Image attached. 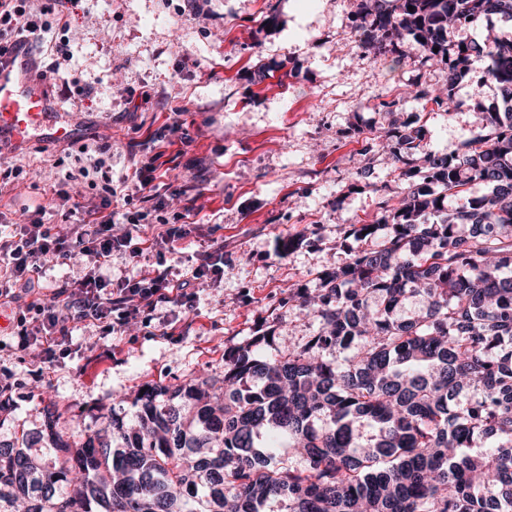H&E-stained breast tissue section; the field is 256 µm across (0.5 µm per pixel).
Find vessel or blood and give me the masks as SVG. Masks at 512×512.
<instances>
[{
	"label": "vessel or blood",
	"instance_id": "1",
	"mask_svg": "<svg viewBox=\"0 0 512 512\" xmlns=\"http://www.w3.org/2000/svg\"><path fill=\"white\" fill-rule=\"evenodd\" d=\"M34 68L35 61L24 45L0 63V142L17 151L35 140L61 142L77 135L69 114L33 79Z\"/></svg>",
	"mask_w": 512,
	"mask_h": 512
}]
</instances>
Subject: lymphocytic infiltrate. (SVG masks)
<instances>
[{"instance_id": "f902f5d3", "label": "lymphocytic infiltrate", "mask_w": 512, "mask_h": 512, "mask_svg": "<svg viewBox=\"0 0 512 512\" xmlns=\"http://www.w3.org/2000/svg\"><path fill=\"white\" fill-rule=\"evenodd\" d=\"M83 0H50L34 6L32 0H0V58L10 52L18 40L25 39L31 49L50 48L62 60L72 52L68 40L55 39V31H69ZM154 163H146L135 172L134 194L120 195L111 182H104L98 200H84L74 194L72 184L78 174L56 189L50 206L25 211L21 221L0 223V297H11L14 290L30 294L26 310L33 325L22 328L26 344L52 345L73 333L75 325L98 322L108 330H119L142 315L166 306L168 312L159 322L161 330L175 328L192 309L190 283L220 287L224 279V240L212 237L205 250L197 253L190 280H176L169 266L156 269L153 277H127L117 281L107 277L113 255L137 262L147 251L180 260L181 243L189 234L185 226L165 224L149 230L144 225L148 211L164 209L166 202L156 185ZM122 197L124 204H137L127 228L112 230V200ZM64 211L73 222L66 233L53 231L45 224L47 209ZM89 257L88 271L80 278L53 284L49 298L35 296L43 287L49 265L70 264L75 256Z\"/></svg>"}]
</instances>
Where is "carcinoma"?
I'll use <instances>...</instances> for the list:
<instances>
[{
    "label": "carcinoma",
    "instance_id": "obj_1",
    "mask_svg": "<svg viewBox=\"0 0 512 512\" xmlns=\"http://www.w3.org/2000/svg\"><path fill=\"white\" fill-rule=\"evenodd\" d=\"M493 16L512 19V0H359L363 50L396 63L394 38H407L421 63L448 67V86L417 99L454 110L483 58L507 111L477 108L489 133L462 153L429 149L422 126L389 133L402 196L352 226L358 245L319 288H298L320 324L299 349L263 358V332L224 350L221 393L146 383L136 424L101 414L109 439L70 443L50 414L52 466L25 451V431L21 447L0 446V485L17 500L38 492L26 512H512V41L448 40ZM476 184L489 192L472 195ZM450 197L463 203L450 211ZM413 296L425 312L397 317ZM332 348L353 355L339 363ZM467 388L478 396L462 405ZM282 443L304 467L276 454Z\"/></svg>",
    "mask_w": 512,
    "mask_h": 512
}]
</instances>
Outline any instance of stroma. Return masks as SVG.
<instances>
[{"label":"stroma","instance_id":"stroma-1","mask_svg":"<svg viewBox=\"0 0 512 512\" xmlns=\"http://www.w3.org/2000/svg\"><path fill=\"white\" fill-rule=\"evenodd\" d=\"M89 17L74 22L71 60L45 89L71 110L63 87L79 93L94 85L75 124L74 142H32L0 155L24 169L19 182L0 187V213L20 217L46 203L71 171L89 170L79 192L98 194L104 176L134 192L141 161L156 158L169 208L153 224L173 223L183 193L198 192L197 216L186 262L211 231L224 238V281L197 290L193 308L168 335L138 322L123 332L97 326L74 331L52 362L39 346L22 347L18 305L0 306V393L9 411L0 420V444L15 441V425L41 432L46 412L56 431L74 439L107 431L100 409L135 412L142 384L182 385L202 379L224 385V351L268 331L270 358L301 346L319 329L310 309L289 298L294 288H316L315 274L346 257L339 244L350 225L371 224L378 204L396 202L401 184L388 150L361 154L364 138L413 122L427 130L432 150L463 147L483 136L475 104L491 106L497 88L478 82L485 60H474L456 90L453 112L428 110L418 90L445 85L448 71L426 67L414 48L399 66L364 55L352 29L358 0H87ZM147 88L151 103L134 107L129 93ZM403 94L399 108L383 100ZM188 145L156 157L155 136L170 110ZM108 136L112 157L104 172L81 152ZM302 238L285 249L288 238Z\"/></svg>","mask_w":512,"mask_h":512}]
</instances>
